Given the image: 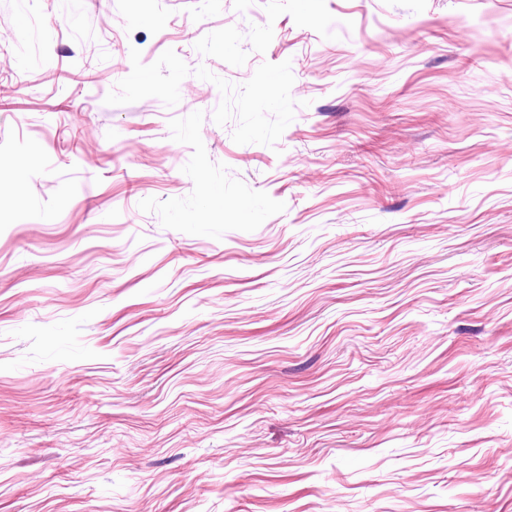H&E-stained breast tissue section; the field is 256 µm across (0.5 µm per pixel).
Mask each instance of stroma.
<instances>
[{
  "label": "stroma",
  "instance_id": "1",
  "mask_svg": "<svg viewBox=\"0 0 512 512\" xmlns=\"http://www.w3.org/2000/svg\"><path fill=\"white\" fill-rule=\"evenodd\" d=\"M0 512H512V0H0Z\"/></svg>",
  "mask_w": 512,
  "mask_h": 512
}]
</instances>
